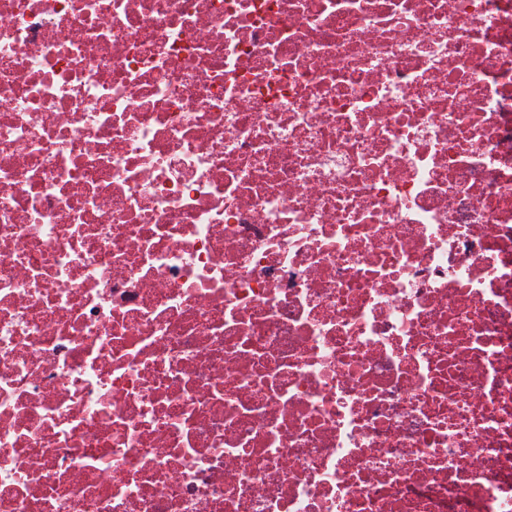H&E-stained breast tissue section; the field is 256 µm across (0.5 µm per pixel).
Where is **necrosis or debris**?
Returning a JSON list of instances; mask_svg holds the SVG:
<instances>
[{
  "label": "necrosis or debris",
  "instance_id": "1",
  "mask_svg": "<svg viewBox=\"0 0 512 512\" xmlns=\"http://www.w3.org/2000/svg\"><path fill=\"white\" fill-rule=\"evenodd\" d=\"M0 512H512V0H0Z\"/></svg>",
  "mask_w": 512,
  "mask_h": 512
}]
</instances>
